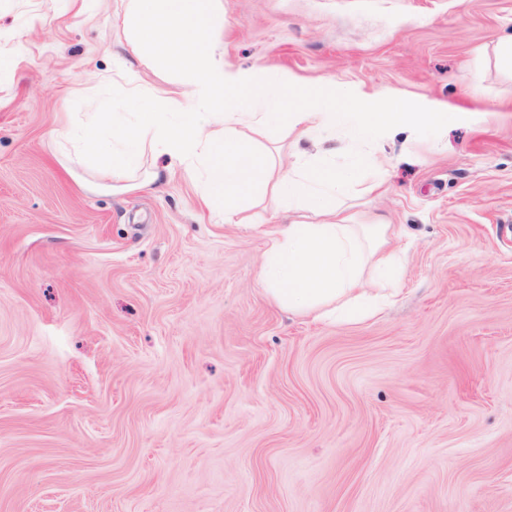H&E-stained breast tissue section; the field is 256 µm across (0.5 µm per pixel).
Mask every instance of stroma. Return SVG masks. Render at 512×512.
Listing matches in <instances>:
<instances>
[{"mask_svg": "<svg viewBox=\"0 0 512 512\" xmlns=\"http://www.w3.org/2000/svg\"><path fill=\"white\" fill-rule=\"evenodd\" d=\"M223 2L226 62L458 108L436 144H277L285 170L382 163L344 199L394 225L399 299L288 313L262 227L183 172L89 189L55 137L71 96L179 86L123 53L121 0H0V512H512V0Z\"/></svg>", "mask_w": 512, "mask_h": 512, "instance_id": "1", "label": "stroma"}]
</instances>
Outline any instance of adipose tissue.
<instances>
[{
	"label": "adipose tissue",
	"instance_id": "1",
	"mask_svg": "<svg viewBox=\"0 0 512 512\" xmlns=\"http://www.w3.org/2000/svg\"><path fill=\"white\" fill-rule=\"evenodd\" d=\"M223 11V0H122L116 21L125 51L174 76L180 89L156 88L145 97L128 76L127 108L94 112L57 129L62 161L91 172L97 187L133 192L160 178L137 175L144 149H151L180 168L199 202L221 212L225 223L269 224L259 282L275 304L316 320L365 319L391 299L405 270L402 251L390 243V225L352 223L341 203L359 179L367 181L365 193L382 187L374 158L282 172L251 135L273 142L286 128L300 139L340 133L366 143L407 129L435 140L456 109L429 100L413 106L391 89L312 86L286 72L234 67L214 30ZM257 190L270 208L247 214Z\"/></svg>",
	"mask_w": 512,
	"mask_h": 512
}]
</instances>
